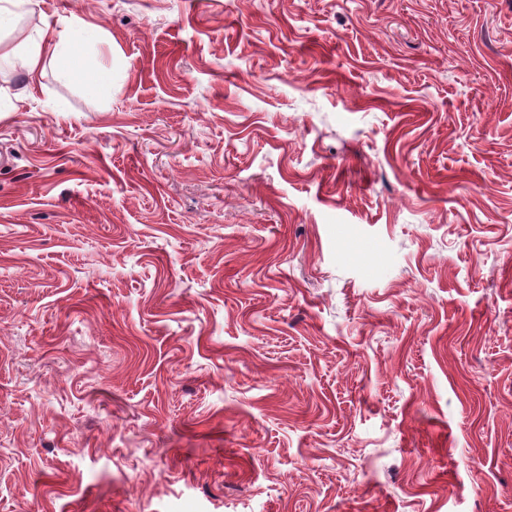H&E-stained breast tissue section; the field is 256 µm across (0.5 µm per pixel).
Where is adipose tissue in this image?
Returning a JSON list of instances; mask_svg holds the SVG:
<instances>
[{
	"mask_svg": "<svg viewBox=\"0 0 512 512\" xmlns=\"http://www.w3.org/2000/svg\"><path fill=\"white\" fill-rule=\"evenodd\" d=\"M25 50L15 57L14 65L25 73L28 80H35L42 73L44 56L60 61L64 78L79 82L85 89L93 91L108 78V71L101 66L91 65L79 58L69 47L68 42H50L46 31L26 38Z\"/></svg>",
	"mask_w": 512,
	"mask_h": 512,
	"instance_id": "1",
	"label": "adipose tissue"
}]
</instances>
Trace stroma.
<instances>
[{
	"mask_svg": "<svg viewBox=\"0 0 512 512\" xmlns=\"http://www.w3.org/2000/svg\"><path fill=\"white\" fill-rule=\"evenodd\" d=\"M0 68V512H512V0H38ZM48 33L39 31L35 37L25 39L26 48L14 55L15 68H19L29 81H34L42 74L43 56L49 53L52 59L61 63V74L66 79L79 82L85 89L94 91L108 78V70L102 66H93L79 58L69 47L67 40L50 43Z\"/></svg>",
	"mask_w": 512,
	"mask_h": 512,
	"instance_id": "1",
	"label": "stroma"
}]
</instances>
